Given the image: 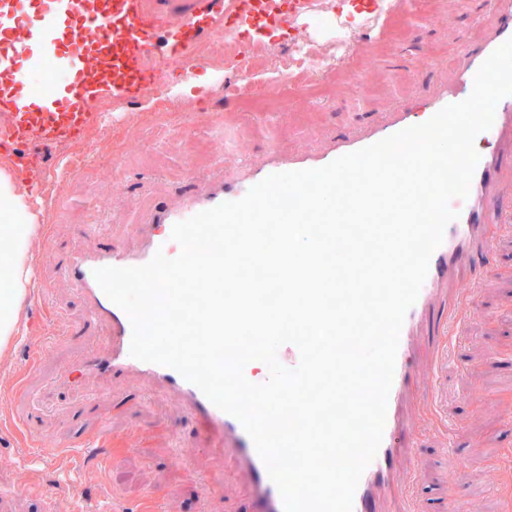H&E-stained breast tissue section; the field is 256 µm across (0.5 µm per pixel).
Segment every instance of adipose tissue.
I'll use <instances>...</instances> for the list:
<instances>
[{
	"label": "adipose tissue",
	"mask_w": 512,
	"mask_h": 512,
	"mask_svg": "<svg viewBox=\"0 0 512 512\" xmlns=\"http://www.w3.org/2000/svg\"><path fill=\"white\" fill-rule=\"evenodd\" d=\"M0 213L9 223L0 225V365L12 353L13 336L22 320V301L37 256L34 245L43 231L36 215L27 207L11 174L0 173Z\"/></svg>",
	"instance_id": "adipose-tissue-1"
}]
</instances>
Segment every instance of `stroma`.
Masks as SVG:
<instances>
[{"instance_id":"1","label":"stroma","mask_w":512,"mask_h":512,"mask_svg":"<svg viewBox=\"0 0 512 512\" xmlns=\"http://www.w3.org/2000/svg\"><path fill=\"white\" fill-rule=\"evenodd\" d=\"M481 7L482 0H421L376 54L380 77L367 80L356 96L347 95L343 82L325 86L320 96L285 84L276 88L273 108L256 111L242 107L234 79L217 94L209 73L188 88L178 72H169L181 110L150 127L126 126L113 143L114 156L96 155L60 183L37 244L43 291L26 304L37 318L39 343L16 347L0 385V512H73L80 499L90 507L139 512L149 497L161 512H202L200 481L221 462L207 454L200 424L175 396L134 375L111 381L86 375L69 393L50 397L52 382L68 377L101 345L83 330L86 308L64 274V261L95 246L87 233L92 225L104 226L105 240L136 248L135 220L179 203L191 180L223 178L221 156L256 163L272 147L315 150L340 125L383 111L395 98L422 106L447 78L456 42ZM426 51L434 65L417 67L416 56ZM497 260V272L481 286L483 304L462 337L461 369L451 381L450 414L460 454L472 465L462 469L445 461L437 440L425 450L429 477L448 464L445 492L467 495L470 512H498L501 478L491 468L503 449L512 448V239L500 238ZM93 396L98 410L85 413ZM35 407L43 417L30 433L22 423ZM86 438L101 442L93 455L68 451V444Z\"/></svg>"}]
</instances>
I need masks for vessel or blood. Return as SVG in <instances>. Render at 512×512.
Listing matches in <instances>:
<instances>
[{
  "label": "vessel or blood",
  "mask_w": 512,
  "mask_h": 512,
  "mask_svg": "<svg viewBox=\"0 0 512 512\" xmlns=\"http://www.w3.org/2000/svg\"><path fill=\"white\" fill-rule=\"evenodd\" d=\"M299 0H0V156L12 160L37 205V185L50 170L44 149L81 139L101 115V100L128 103L144 96L157 80L149 57L160 47L185 80L203 63L196 55L205 39L220 40L227 27L250 29L258 16L277 18L282 7ZM406 0H392L390 12L364 16L362 30L384 40L390 15L403 14ZM512 38V0H486L469 34L462 38L450 65L452 78L437 85L423 109L401 100L383 112H371L327 138L314 152H271L262 166L239 164L224 180L190 184L182 202L154 210L139 227L140 243L129 250L100 244L66 266L88 308L86 328L102 336L99 354L85 355L74 376L87 373L116 378L135 375L176 396L197 420L209 452L222 460L224 475L242 483L250 512H284L277 486L241 423L216 407L175 369L143 362L130 354L132 325L128 315L102 291L94 272L147 264L156 252L176 257L175 223L227 201L241 199L269 175L319 168L336 158L372 145L409 126L428 121L444 106L465 100L477 71L488 56ZM64 71L34 95L29 71L43 62ZM480 155L467 198L453 199L457 219L450 222L442 245L433 253L427 278L400 332L393 383L388 396L383 438L363 472L353 512H427L428 498L416 489L423 467L426 437L444 441L456 453V429L448 413L449 371L458 369L459 329L477 309L479 295L460 293L457 283H478L493 274L489 262L496 244L489 224H511L512 210L497 193L512 176V96L502 99L492 127L475 139ZM430 414L427 427L416 421Z\"/></svg>",
  "instance_id": "vessel-or-blood-1"
}]
</instances>
